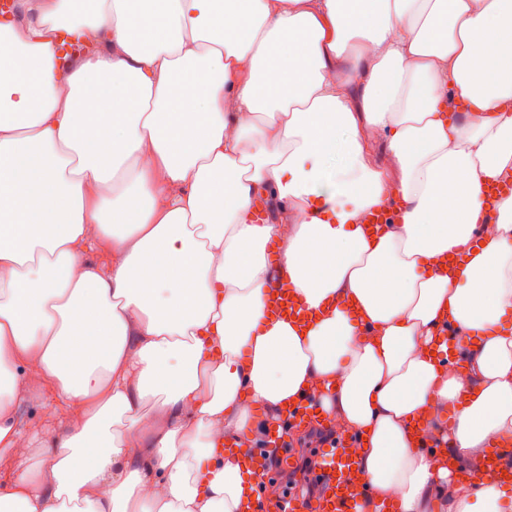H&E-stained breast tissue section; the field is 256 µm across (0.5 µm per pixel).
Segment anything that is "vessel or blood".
Segmentation results:
<instances>
[{"mask_svg": "<svg viewBox=\"0 0 512 512\" xmlns=\"http://www.w3.org/2000/svg\"><path fill=\"white\" fill-rule=\"evenodd\" d=\"M268 311L296 322L308 323L312 314L302 307L287 282H280L267 300ZM465 338L464 331L440 328L438 342L442 344L441 357L448 364L459 365L458 349ZM318 425L326 433L311 458V476L320 487L315 512H359L360 506L370 495L368 485L363 482L353 467L358 462L361 440L357 432L341 428L334 420L316 410L315 398L307 394L289 408L273 424L264 445L248 446L242 456L256 477L254 499L249 512H305L299 492L267 495L266 489L275 472L274 461H285L288 455L291 430ZM483 477L499 484L512 485V447L492 443L480 465Z\"/></svg>", "mask_w": 512, "mask_h": 512, "instance_id": "1", "label": "vessel or blood"}]
</instances>
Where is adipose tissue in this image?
Here are the masks:
<instances>
[{"label": "adipose tissue", "instance_id": "1", "mask_svg": "<svg viewBox=\"0 0 512 512\" xmlns=\"http://www.w3.org/2000/svg\"><path fill=\"white\" fill-rule=\"evenodd\" d=\"M23 7L0 23V512H245L224 444L307 392L366 439L361 512H512L474 479L512 443V196L473 245L512 175V0ZM281 277L308 327L267 316ZM443 322L461 368L434 354ZM45 382L79 411L33 448L13 403Z\"/></svg>", "mask_w": 512, "mask_h": 512}]
</instances>
